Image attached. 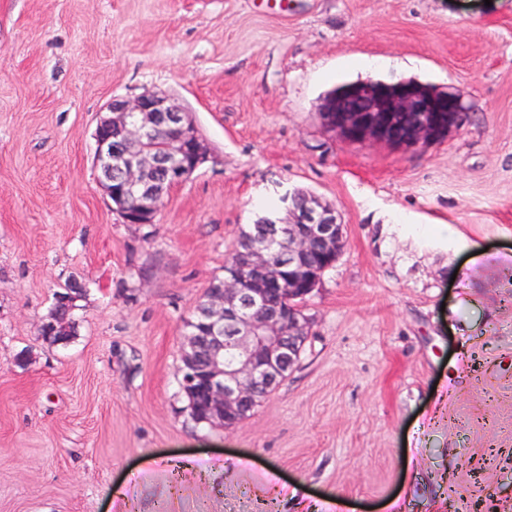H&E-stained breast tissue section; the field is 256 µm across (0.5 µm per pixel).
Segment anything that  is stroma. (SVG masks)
<instances>
[{"instance_id":"1","label":"stroma","mask_w":512,"mask_h":512,"mask_svg":"<svg viewBox=\"0 0 512 512\" xmlns=\"http://www.w3.org/2000/svg\"><path fill=\"white\" fill-rule=\"evenodd\" d=\"M368 79L460 89L464 124L326 131L323 96ZM146 92L207 159L127 224L94 131ZM293 188L346 231L311 334L248 417L195 422L183 323ZM0 512H512V0H0ZM76 280H69L62 291H56L53 294V305L49 315L39 326V335L49 340L54 336L61 337L60 341L68 342L72 336L71 322L69 315L74 309L77 301L81 300L83 295L82 288H72Z\"/></svg>"}]
</instances>
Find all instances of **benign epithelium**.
I'll use <instances>...</instances> for the list:
<instances>
[{"label":"benign epithelium","instance_id":"7a95c632","mask_svg":"<svg viewBox=\"0 0 512 512\" xmlns=\"http://www.w3.org/2000/svg\"><path fill=\"white\" fill-rule=\"evenodd\" d=\"M329 97L320 108L323 126L361 145L413 147L446 138L459 128L463 96L454 88L428 89L417 81L365 80ZM95 131L98 180L126 224H152L168 191L184 182L206 159L198 131L184 108L167 95L147 92L107 105ZM172 134L167 153L148 143ZM224 265V281L210 288L195 310L201 354L191 337L181 355L182 388L196 411L230 428L274 391L297 365L310 334L301 303L320 282L313 259L337 262L345 247V225L333 205L301 190H287L281 209L259 217ZM288 240L278 265L271 246ZM83 289L53 294L39 335L49 340L71 332L69 315ZM236 359L224 361V351Z\"/></svg>","mask_w":512,"mask_h":512}]
</instances>
